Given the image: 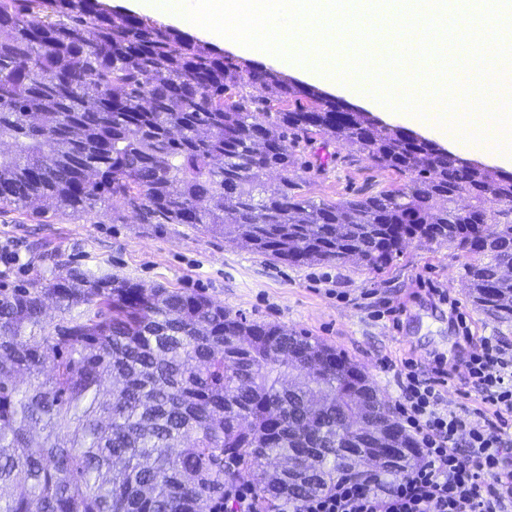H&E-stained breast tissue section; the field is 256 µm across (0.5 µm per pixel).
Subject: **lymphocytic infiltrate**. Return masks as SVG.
Segmentation results:
<instances>
[{
    "mask_svg": "<svg viewBox=\"0 0 512 512\" xmlns=\"http://www.w3.org/2000/svg\"><path fill=\"white\" fill-rule=\"evenodd\" d=\"M483 406L458 413L443 406L448 360L427 367L411 360L397 371L404 423L418 439L421 460L386 488L345 478L328 493L304 499L294 512H512V356L485 339L466 363Z\"/></svg>",
    "mask_w": 512,
    "mask_h": 512,
    "instance_id": "obj_1",
    "label": "lymphocytic infiltrate"
}]
</instances>
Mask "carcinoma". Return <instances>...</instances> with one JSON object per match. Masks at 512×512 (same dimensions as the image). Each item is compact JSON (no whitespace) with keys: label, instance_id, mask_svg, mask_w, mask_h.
I'll list each match as a JSON object with an SVG mask.
<instances>
[{"label":"carcinoma","instance_id":"obj_1","mask_svg":"<svg viewBox=\"0 0 512 512\" xmlns=\"http://www.w3.org/2000/svg\"><path fill=\"white\" fill-rule=\"evenodd\" d=\"M315 134L402 183L315 200L286 175ZM128 208L294 265L386 270L404 243L464 258L512 323V175L441 151L281 72L97 0H0V212ZM57 316L45 315V300ZM418 460L380 392L312 336L207 297L73 269L0 288V512H264ZM224 510L229 512H259L250 485L237 483L225 487Z\"/></svg>","mask_w":512,"mask_h":512}]
</instances>
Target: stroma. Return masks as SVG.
Returning a JSON list of instances; mask_svg holds the SVG:
<instances>
[{
    "label": "stroma",
    "instance_id": "obj_1",
    "mask_svg": "<svg viewBox=\"0 0 512 512\" xmlns=\"http://www.w3.org/2000/svg\"><path fill=\"white\" fill-rule=\"evenodd\" d=\"M291 176L309 196L325 201L398 181L318 136L302 143ZM123 215L116 224L108 215L75 219L51 211L38 217L0 212V246L18 256L0 275V286L77 268L202 295L247 319L324 341L367 373L393 405L400 394L393 367L405 358L423 366L434 354L447 356L453 373L444 402L459 412L481 405L465 383L464 362L473 342L492 337L512 354V326L473 303L448 247L410 242L382 273L354 261L294 266L180 224H142L128 209ZM432 285L447 292V302L429 294ZM465 327L472 343L462 339Z\"/></svg>",
    "mask_w": 512,
    "mask_h": 512
}]
</instances>
